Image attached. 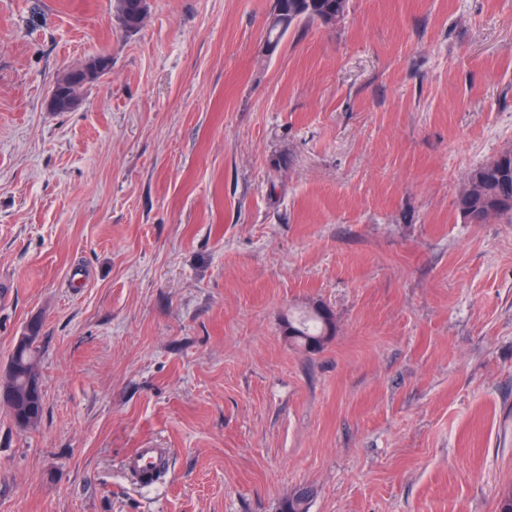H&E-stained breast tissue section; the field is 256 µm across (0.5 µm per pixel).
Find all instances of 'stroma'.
<instances>
[{"label": "stroma", "mask_w": 512, "mask_h": 512, "mask_svg": "<svg viewBox=\"0 0 512 512\" xmlns=\"http://www.w3.org/2000/svg\"><path fill=\"white\" fill-rule=\"evenodd\" d=\"M0 0V512H498L512 490V0ZM109 71L69 112L56 78ZM327 310L316 352L288 336ZM167 448L153 488L124 468ZM348 0H275L266 29L269 44H278L288 29L302 21L324 24L344 18ZM478 181L480 194L469 201L462 195L466 183ZM464 188L457 198L459 212L464 219L484 224L493 218L512 219V151L502 152L497 157L475 168L467 177ZM469 212L472 213L469 215ZM40 331L37 330L28 334L31 337L24 345L20 346L17 341L14 346L10 357L8 375L3 383L6 390L14 394L13 401L3 403L10 400V395L5 389L0 392L1 404L9 410L16 426L19 419L26 417L33 420L30 428L36 427L43 416V394L36 386H31L40 378V347L38 346Z\"/></svg>", "instance_id": "stroma-1"}]
</instances>
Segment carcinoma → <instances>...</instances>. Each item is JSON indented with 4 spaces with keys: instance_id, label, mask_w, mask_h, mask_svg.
I'll return each instance as SVG.
<instances>
[{
    "instance_id": "obj_1",
    "label": "carcinoma",
    "mask_w": 512,
    "mask_h": 512,
    "mask_svg": "<svg viewBox=\"0 0 512 512\" xmlns=\"http://www.w3.org/2000/svg\"><path fill=\"white\" fill-rule=\"evenodd\" d=\"M347 0H275L272 18L266 29L270 44H278L288 29L299 22L319 21L324 24L338 22L344 18ZM116 18L125 24L127 30L137 31L129 24L136 15L134 0H114ZM467 181H476L481 186L480 194L473 200L460 195L457 206L463 218L484 224L493 218L512 219V151L503 152L490 161L475 168ZM332 318L320 309L288 322V334L304 347L317 351L331 336ZM40 331L31 333L27 343L15 345L10 357L8 375L4 382L6 390L14 394L11 402L4 403L13 421L30 416L33 425L41 422L44 403L43 394L32 383L40 378ZM307 490L295 492L284 503L282 512H307Z\"/></svg>"
}]
</instances>
